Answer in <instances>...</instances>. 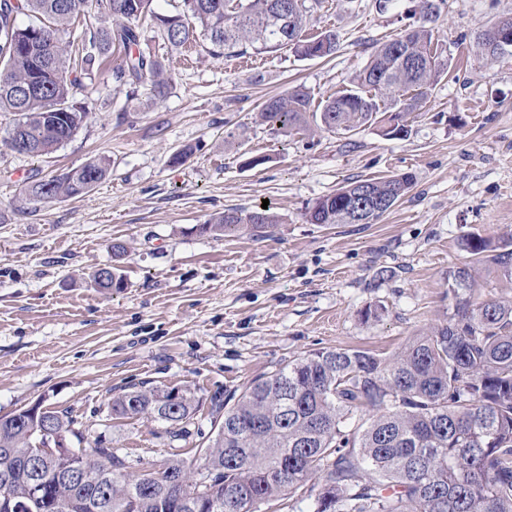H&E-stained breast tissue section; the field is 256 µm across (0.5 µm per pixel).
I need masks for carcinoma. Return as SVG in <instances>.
Masks as SVG:
<instances>
[{"label": "carcinoma", "instance_id": "cac0c4a2", "mask_svg": "<svg viewBox=\"0 0 512 512\" xmlns=\"http://www.w3.org/2000/svg\"><path fill=\"white\" fill-rule=\"evenodd\" d=\"M153 0H0V112L16 115L0 142L14 149L20 138L34 156L56 150L78 131L84 111L73 93L92 79L105 55L124 49L115 70L119 81L149 80L154 99L170 87L167 69L143 52L141 22L149 19L173 46L200 29L214 57L247 48L257 54L290 50L304 59L325 58L337 48L336 31L305 35V0H183L174 15L156 12ZM444 0H420L424 20L379 44L350 89L311 111L302 87L268 99L260 112L277 131L309 125L336 134L376 126L384 136L408 133L406 116L448 73V61L431 52L433 27ZM24 14L30 23L17 24ZM81 18L78 58L67 39ZM504 29L493 24L476 33L482 59L493 64L512 56L497 51ZM30 81L38 90L21 93ZM111 168L107 156L25 183L29 200L52 203L88 192ZM414 184V176L351 180L308 207L312 224H369L391 209ZM375 198L379 212L364 220L362 205ZM278 223L272 207L227 209L197 225L204 235L247 231L262 238ZM462 248L471 261L448 270L452 311L439 324L408 338L402 348L379 356L361 349H324L290 359L225 398L210 399L216 433L200 460L174 454L158 467L136 472L140 461L100 440L73 448L84 479L62 476L71 464L60 457L28 467L41 438L22 416L0 418V500H23L39 481L41 512H274L285 499L315 497L314 512H512V299L478 301L474 265H496L512 278V234L502 239L470 234ZM103 292L125 287L120 269L90 275ZM171 390L143 382L110 399L114 419L146 418L169 423L172 437H190L199 401L188 390L169 401ZM53 427L84 439L68 412H50Z\"/></svg>", "mask_w": 512, "mask_h": 512}]
</instances>
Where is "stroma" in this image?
Here are the masks:
<instances>
[{
  "instance_id": "stroma-1",
  "label": "stroma",
  "mask_w": 512,
  "mask_h": 512,
  "mask_svg": "<svg viewBox=\"0 0 512 512\" xmlns=\"http://www.w3.org/2000/svg\"><path fill=\"white\" fill-rule=\"evenodd\" d=\"M419 0H320L306 32L332 29L335 53L215 59L201 35L171 47L144 30L141 50L165 59L170 88L151 103L148 83L113 79V50L93 88L76 90L86 117L51 154L0 146V416L34 403L77 415L88 439L151 465L176 452L201 457L214 430L174 439L161 420L113 419L108 401L143 381L206 400L321 349L389 354L450 313L448 270L465 262L462 239L512 232V57L487 65L476 32L512 0H445L434 42L449 73L407 117V135L367 127L354 135L276 132L263 103L295 86L314 104L348 89L374 46L418 24ZM190 151L171 166L169 154ZM97 155L106 179L85 194L29 202L27 178ZM249 157L260 158L255 167ZM409 172L410 191L372 224H311L306 211L351 179ZM269 200L268 235L223 238L198 224ZM126 252L114 259L113 243ZM119 264L124 289L88 276ZM381 268L391 275L374 283ZM380 309L365 322L359 313Z\"/></svg>"
}]
</instances>
